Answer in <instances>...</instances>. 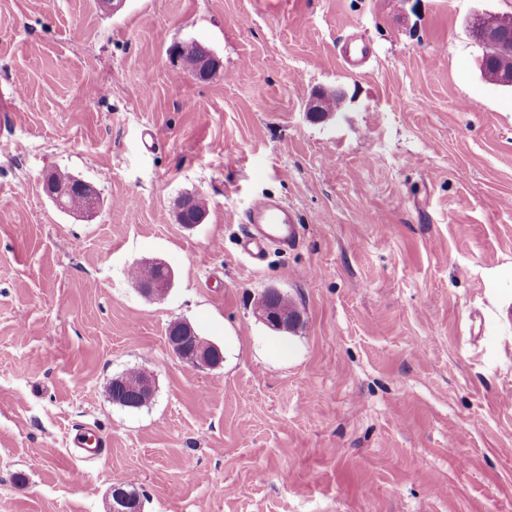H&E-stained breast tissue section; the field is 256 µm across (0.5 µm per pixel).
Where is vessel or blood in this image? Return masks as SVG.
<instances>
[{"instance_id": "b4317fda", "label": "vessel or blood", "mask_w": 512, "mask_h": 512, "mask_svg": "<svg viewBox=\"0 0 512 512\" xmlns=\"http://www.w3.org/2000/svg\"><path fill=\"white\" fill-rule=\"evenodd\" d=\"M248 226L240 242L241 250L252 260H261L269 243L283 248L294 247L301 236V228L293 212L287 207L263 197L247 209Z\"/></svg>"}]
</instances>
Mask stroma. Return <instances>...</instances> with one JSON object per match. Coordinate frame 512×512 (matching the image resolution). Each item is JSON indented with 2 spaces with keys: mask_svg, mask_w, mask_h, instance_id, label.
<instances>
[{
  "mask_svg": "<svg viewBox=\"0 0 512 512\" xmlns=\"http://www.w3.org/2000/svg\"><path fill=\"white\" fill-rule=\"evenodd\" d=\"M477 11L512 0H0V512H110L120 477L142 512H512V90L480 76ZM265 193L301 240L257 265L235 241ZM270 288L294 330L256 317ZM175 320L220 367L170 352ZM131 368L137 410L107 397ZM85 424L110 446L71 456ZM369 52V46L355 38L344 43L342 47V58L349 68L355 70L359 67ZM173 57L177 61H181L184 70L189 72L190 76L194 77L198 81L207 80L208 68L211 66H217L220 63L219 59L202 45H199L197 56L192 61L181 58L176 54H173ZM74 182L76 183L73 184ZM41 187L43 193L58 207L68 208L64 199L71 197V192H80L82 193V207L78 211L79 213L91 215L99 209L100 199L96 192L78 179L74 178L69 184H57L54 172H50L43 176ZM81 198L75 196L71 199L72 211L79 210ZM136 279L138 290L151 300L164 298L171 289L174 280L173 270L164 262L155 261L138 267Z\"/></svg>",
  "mask_w": 512,
  "mask_h": 512,
  "instance_id": "obj_1",
  "label": "stroma"
}]
</instances>
